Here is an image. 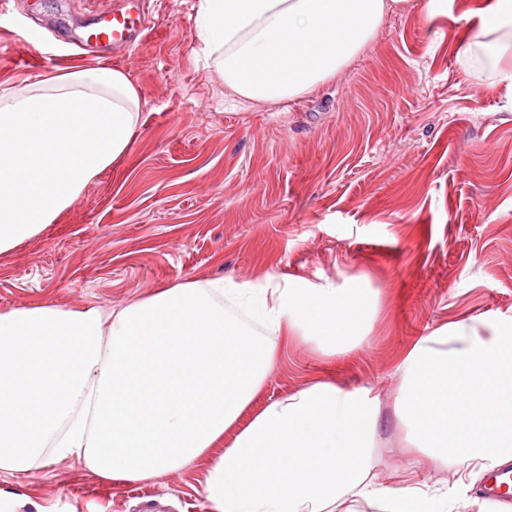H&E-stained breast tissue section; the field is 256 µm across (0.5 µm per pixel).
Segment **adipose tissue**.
<instances>
[{
  "label": "adipose tissue",
  "mask_w": 512,
  "mask_h": 512,
  "mask_svg": "<svg viewBox=\"0 0 512 512\" xmlns=\"http://www.w3.org/2000/svg\"><path fill=\"white\" fill-rule=\"evenodd\" d=\"M447 5L199 0L196 35L230 96L277 106L334 78L388 16L429 18ZM471 14L459 65L512 90V0H479ZM143 105L128 74L105 65L0 83V254L56 223L126 154ZM377 305L356 284L270 276L188 281L109 310L0 311V472L75 459L108 482H147L205 458L209 512H448L452 502L469 512L472 482L512 459L511 317L439 327L398 365L394 410L415 450L401 485L375 480L381 404L371 388L320 381L251 408L278 340L351 352ZM439 469L456 475L454 493L419 477Z\"/></svg>",
  "instance_id": "adipose-tissue-1"
}]
</instances>
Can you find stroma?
Here are the masks:
<instances>
[{"label":"stroma","instance_id":"stroma-1","mask_svg":"<svg viewBox=\"0 0 512 512\" xmlns=\"http://www.w3.org/2000/svg\"><path fill=\"white\" fill-rule=\"evenodd\" d=\"M113 0H0V81L30 76L16 55L26 17L65 28ZM148 38L120 61L146 106L120 161L57 223L0 255V311L44 302L111 309L180 282L287 275L309 287L378 290L367 342L333 358L279 347L254 405L315 382L373 387L382 408L377 480L402 481L407 430L397 366L458 321L512 316V93L455 59L473 18L390 16L336 79L275 107L230 98L194 38L198 0H148ZM206 461L151 482L159 512H208ZM123 482L73 460L0 490L77 512H144Z\"/></svg>","mask_w":512,"mask_h":512}]
</instances>
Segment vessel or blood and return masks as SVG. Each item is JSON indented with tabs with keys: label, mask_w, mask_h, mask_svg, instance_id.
Returning a JSON list of instances; mask_svg holds the SVG:
<instances>
[{
	"label": "vessel or blood",
	"mask_w": 512,
	"mask_h": 512,
	"mask_svg": "<svg viewBox=\"0 0 512 512\" xmlns=\"http://www.w3.org/2000/svg\"><path fill=\"white\" fill-rule=\"evenodd\" d=\"M144 0H117L109 10H99L89 16L74 44L83 49L93 47L100 52L126 54L148 36ZM482 492L492 502L512 501V464L486 473Z\"/></svg>",
	"instance_id": "b4317fda"
}]
</instances>
